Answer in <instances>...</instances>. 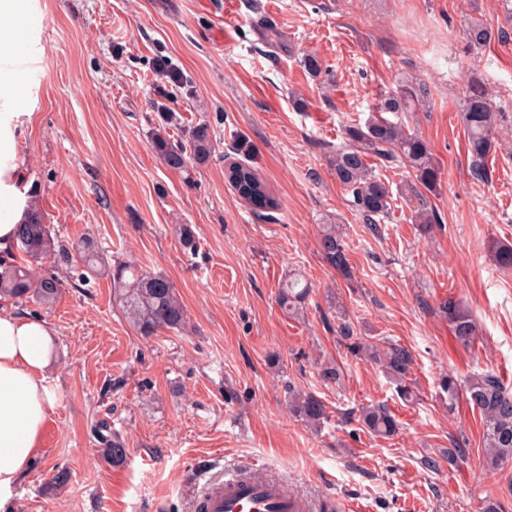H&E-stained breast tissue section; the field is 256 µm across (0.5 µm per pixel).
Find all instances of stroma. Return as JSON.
Instances as JSON below:
<instances>
[{
  "instance_id": "obj_1",
  "label": "stroma",
  "mask_w": 512,
  "mask_h": 512,
  "mask_svg": "<svg viewBox=\"0 0 512 512\" xmlns=\"http://www.w3.org/2000/svg\"><path fill=\"white\" fill-rule=\"evenodd\" d=\"M38 21L40 80L10 70L28 198L62 240L92 237L105 261L90 283L75 262L50 261L61 292L49 305L0 300L55 333L48 385L54 404L39 452L17 484L11 512H193L188 473L235 468L267 474L306 496L313 512H512V464L484 467V426L443 383L496 371L512 389V270L492 241L512 243V0H25ZM286 37L268 48L254 21ZM498 31L475 49L470 20ZM318 56L320 76L301 59ZM178 69L171 82L165 67ZM483 82L497 113L499 149L481 183L470 171L461 109L468 79ZM425 85L427 106L406 123L443 167L430 233L399 193L404 169L377 168L389 214L363 221L327 159L345 125L362 123L380 92ZM177 120L164 124L162 115ZM204 122L214 151L187 172L152 151L157 129L180 139ZM279 198L277 221L258 219L224 180L239 138ZM339 225L347 270L321 256V225ZM190 225L194 250L176 233ZM122 262L168 278L188 314L181 333L136 334L112 299ZM310 296L299 316L275 302L291 272ZM478 326L471 348L454 339L447 301ZM408 349L413 401L375 365L351 354L342 326ZM341 377H322L326 365ZM322 401L314 429L288 411L290 390ZM384 405L400 431L368 434L361 407ZM127 448L121 467L101 456L100 426ZM458 450L449 462V450ZM63 483H53L56 472Z\"/></svg>"
}]
</instances>
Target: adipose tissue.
I'll return each mask as SVG.
<instances>
[{
  "mask_svg": "<svg viewBox=\"0 0 512 512\" xmlns=\"http://www.w3.org/2000/svg\"><path fill=\"white\" fill-rule=\"evenodd\" d=\"M12 118L0 113V254L13 247L15 228L27 209ZM53 351L45 321L0 311V512L40 446L54 402L46 383Z\"/></svg>",
  "mask_w": 512,
  "mask_h": 512,
  "instance_id": "adipose-tissue-1",
  "label": "adipose tissue"
}]
</instances>
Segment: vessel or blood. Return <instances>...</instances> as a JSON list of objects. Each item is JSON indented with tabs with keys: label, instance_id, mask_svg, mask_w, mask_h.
<instances>
[{
	"label": "vessel or blood",
	"instance_id": "obj_1",
	"mask_svg": "<svg viewBox=\"0 0 512 512\" xmlns=\"http://www.w3.org/2000/svg\"><path fill=\"white\" fill-rule=\"evenodd\" d=\"M194 512H311V505L274 478L232 474L198 486Z\"/></svg>",
	"mask_w": 512,
	"mask_h": 512
}]
</instances>
